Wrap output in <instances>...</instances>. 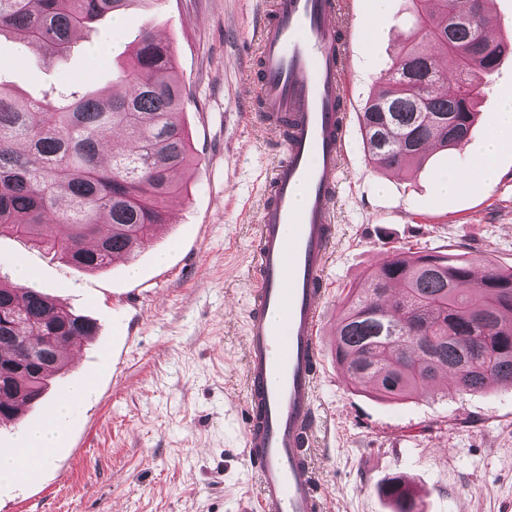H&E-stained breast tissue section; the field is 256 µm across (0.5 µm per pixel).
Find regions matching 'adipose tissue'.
Listing matches in <instances>:
<instances>
[{
	"instance_id": "ef3b65f1",
	"label": "adipose tissue",
	"mask_w": 512,
	"mask_h": 512,
	"mask_svg": "<svg viewBox=\"0 0 512 512\" xmlns=\"http://www.w3.org/2000/svg\"><path fill=\"white\" fill-rule=\"evenodd\" d=\"M512 147V100L505 101L491 127L484 149L476 161V169L483 183H490L494 175V162L504 149ZM90 384L77 387L71 398L56 402L53 421L45 426H34L23 431L17 447L0 448V483L13 481L21 471V451L25 448L54 447L59 436L58 421L70 410L75 400L89 396Z\"/></svg>"
}]
</instances>
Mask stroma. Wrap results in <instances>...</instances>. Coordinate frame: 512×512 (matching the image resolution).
Returning <instances> with one entry per match:
<instances>
[{
    "mask_svg": "<svg viewBox=\"0 0 512 512\" xmlns=\"http://www.w3.org/2000/svg\"><path fill=\"white\" fill-rule=\"evenodd\" d=\"M262 0H155L134 4L76 36L68 56L0 37V83L39 98L53 87L111 89L144 27L167 38L185 85L181 120L197 162L173 223L151 245L106 271L89 272L27 239L0 235V277L17 267L28 287L92 319L94 340L51 378L56 400L94 376L92 395L61 424L50 461L0 486V512H239L259 482L241 456L248 276L274 136L244 115L253 96L245 39ZM355 108L415 33L411 0H360L351 18ZM512 99V53L483 86L479 116L455 148L431 151L415 173L376 172L358 122L349 125L346 188L336 202L337 239L327 270L320 415L312 460L327 512H390L380 494L406 475L423 512H512V388L457 392L442 380L403 402L349 384L334 332L348 288L396 248L512 267V148L484 184L474 162L500 105ZM462 174L443 198L436 178Z\"/></svg>",
    "mask_w": 512,
    "mask_h": 512,
    "instance_id": "35a3bbf8",
    "label": "stroma"
}]
</instances>
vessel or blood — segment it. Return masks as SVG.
<instances>
[{
    "label": "vessel or blood",
    "mask_w": 512,
    "mask_h": 512,
    "mask_svg": "<svg viewBox=\"0 0 512 512\" xmlns=\"http://www.w3.org/2000/svg\"><path fill=\"white\" fill-rule=\"evenodd\" d=\"M350 0H264L251 116L275 135L251 271L243 458L260 480L241 512H324L307 450L319 424L330 204L345 188L353 106L347 77Z\"/></svg>",
    "instance_id": "vessel-or-blood-1"
}]
</instances>
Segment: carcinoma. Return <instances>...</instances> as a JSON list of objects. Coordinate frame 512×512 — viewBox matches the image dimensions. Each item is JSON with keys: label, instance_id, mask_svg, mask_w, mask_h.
Wrapping results in <instances>:
<instances>
[{"label": "carcinoma", "instance_id": "cac0c4a2", "mask_svg": "<svg viewBox=\"0 0 512 512\" xmlns=\"http://www.w3.org/2000/svg\"><path fill=\"white\" fill-rule=\"evenodd\" d=\"M127 0H0V35L8 33L50 59L63 58L73 35L123 10ZM486 0H417L428 25L380 78L377 94L357 113L368 160L379 173L418 169L427 146L455 147L477 117L474 97L512 38L471 49L472 31L448 18L474 16L485 31ZM453 49L457 86L436 93L447 72L435 60ZM165 71V80L158 73ZM121 79L127 96L102 90L20 97L0 83V232L90 271L146 248L165 223L166 203L183 193L175 172L194 164L180 115L184 89L169 45L149 33L129 54ZM95 323L41 291L0 282V366L11 383L0 389V421L16 422L21 408L43 396L49 377L66 367ZM336 361L350 383H370L375 395L399 400L438 381V371L461 392L493 381L512 387V269L433 254L395 251L350 289L336 323ZM393 512H420L412 489H384Z\"/></svg>", "mask_w": 512, "mask_h": 512}]
</instances>
